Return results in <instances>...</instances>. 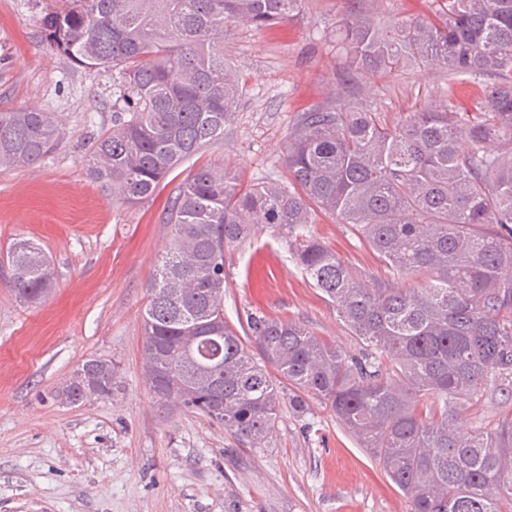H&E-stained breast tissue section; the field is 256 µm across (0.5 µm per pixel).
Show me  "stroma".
I'll list each match as a JSON object with an SVG mask.
<instances>
[{"label":"stroma","instance_id":"35a3bbf8","mask_svg":"<svg viewBox=\"0 0 512 512\" xmlns=\"http://www.w3.org/2000/svg\"><path fill=\"white\" fill-rule=\"evenodd\" d=\"M55 0H0V111L35 108L60 130L41 164L0 169V256L19 237L38 241L55 283L20 301L0 274V512H411L382 463L361 448L320 398L282 406L268 447L157 401L143 364V312L166 216L180 184L202 164L224 165L241 183H289L288 134L302 113L355 100L387 123L455 91L467 108L492 75L379 73L372 93L348 74L336 24L351 10L381 21L426 18L433 0H306L298 20L268 28L229 24L224 61L243 86L222 140L172 171L134 205L112 198L88 155L117 117L112 70L73 66L44 41L40 17ZM311 228L366 279L389 273L336 216L316 210ZM224 314L300 323L349 354L360 346L333 307L300 274L284 244L254 241L224 254ZM115 364L109 398L79 403L65 388L79 364Z\"/></svg>","mask_w":512,"mask_h":512}]
</instances>
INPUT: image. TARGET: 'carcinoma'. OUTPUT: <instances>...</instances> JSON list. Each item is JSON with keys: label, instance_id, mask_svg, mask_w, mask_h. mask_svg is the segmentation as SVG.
Instances as JSON below:
<instances>
[{"label": "carcinoma", "instance_id": "obj_1", "mask_svg": "<svg viewBox=\"0 0 512 512\" xmlns=\"http://www.w3.org/2000/svg\"><path fill=\"white\" fill-rule=\"evenodd\" d=\"M303 2L63 0L41 17L45 41L71 63L118 71L127 117L89 158L116 201L152 196L224 138L242 96L224 63L227 25L287 22ZM434 2L430 19H342L347 70L367 92L377 72L409 64L500 82L468 112L450 84L448 98L394 125L349 101L303 113L288 135L291 188H245L222 166L196 168L170 213L172 239L144 309L145 374L163 403L207 418L223 405L224 427L250 447L271 438L283 401L299 411L310 392L382 462L411 512H512V417L493 432L464 417L486 392L512 389V0ZM58 142L44 113L0 111V168L37 165ZM312 205L355 227L393 280L365 284L314 236ZM258 232L287 245L361 340L359 354L253 314L241 337L224 318V252ZM6 266L21 300L50 292L54 271L36 241L13 243ZM116 378L112 361L89 358L66 399L110 397Z\"/></svg>", "mask_w": 512, "mask_h": 512}]
</instances>
